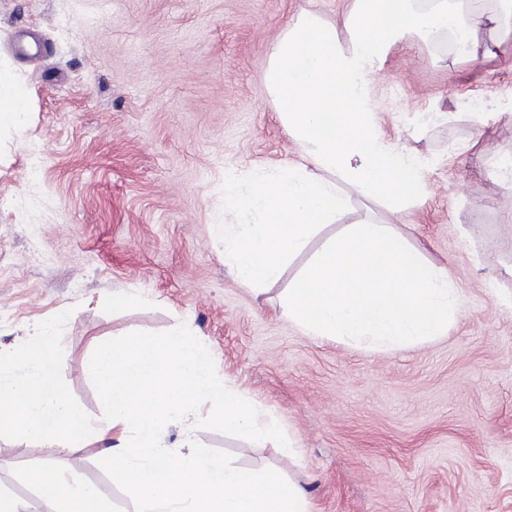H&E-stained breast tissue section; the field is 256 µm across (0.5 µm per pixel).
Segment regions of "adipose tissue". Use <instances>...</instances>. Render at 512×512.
I'll list each match as a JSON object with an SVG mask.
<instances>
[{
    "mask_svg": "<svg viewBox=\"0 0 512 512\" xmlns=\"http://www.w3.org/2000/svg\"><path fill=\"white\" fill-rule=\"evenodd\" d=\"M489 22L512 39V0H494L489 12L469 9L466 0H430L425 7L419 0H354L340 26L305 13L278 41L266 85L275 97H287L284 121L310 164L396 210L423 195L427 166L379 133L370 77L392 45L413 36L468 37L466 53L478 58L470 36ZM34 478L55 512H109L99 493L53 463Z\"/></svg>",
    "mask_w": 512,
    "mask_h": 512,
    "instance_id": "adipose-tissue-1",
    "label": "adipose tissue"
}]
</instances>
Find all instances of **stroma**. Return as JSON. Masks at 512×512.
I'll return each instance as SVG.
<instances>
[{"instance_id": "obj_1", "label": "stroma", "mask_w": 512, "mask_h": 512, "mask_svg": "<svg viewBox=\"0 0 512 512\" xmlns=\"http://www.w3.org/2000/svg\"><path fill=\"white\" fill-rule=\"evenodd\" d=\"M353 0H0V350L61 312L65 382L103 422L87 363L101 341L183 324L223 384L299 441L283 450L185 428L234 465H274L314 512H512V111L477 132L467 108L512 95V41L495 29L476 63L447 41L394 44L371 78L378 130L430 161L423 196L393 212L350 184L347 211L316 229L254 291L224 264L226 171L304 164L266 87L274 49L304 11L342 23ZM451 111L421 123L420 115ZM43 163L33 168L31 155ZM392 225L447 271L460 308L443 336L402 349L305 334L282 310L304 267L346 224ZM130 295L113 309L112 296ZM104 443L56 452L0 437V493L38 512L29 473L45 460L99 483L111 512H136L102 469Z\"/></svg>"}]
</instances>
